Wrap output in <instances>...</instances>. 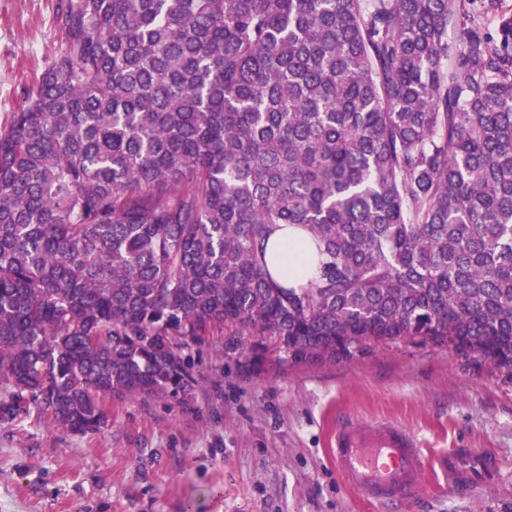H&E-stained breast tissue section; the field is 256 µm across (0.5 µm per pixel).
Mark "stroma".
Wrapping results in <instances>:
<instances>
[{
    "instance_id": "obj_1",
    "label": "stroma",
    "mask_w": 512,
    "mask_h": 512,
    "mask_svg": "<svg viewBox=\"0 0 512 512\" xmlns=\"http://www.w3.org/2000/svg\"><path fill=\"white\" fill-rule=\"evenodd\" d=\"M56 0H0V125L59 47ZM236 328L183 338L177 397H104L94 434L0 419V512H512V378L445 346L373 344L336 363H251ZM391 420L430 453L490 452L494 480L427 475L409 502L346 487L329 456L346 422Z\"/></svg>"
}]
</instances>
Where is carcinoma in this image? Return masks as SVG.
<instances>
[{
	"instance_id": "obj_1",
	"label": "carcinoma",
	"mask_w": 512,
	"mask_h": 512,
	"mask_svg": "<svg viewBox=\"0 0 512 512\" xmlns=\"http://www.w3.org/2000/svg\"><path fill=\"white\" fill-rule=\"evenodd\" d=\"M501 2L56 0L0 128V418L96 433L226 325L280 362L417 339L512 377Z\"/></svg>"
}]
</instances>
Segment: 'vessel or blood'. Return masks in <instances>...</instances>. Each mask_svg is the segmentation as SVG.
Returning a JSON list of instances; mask_svg holds the SVG:
<instances>
[{"label":"vessel or blood","instance_id":"obj_1","mask_svg":"<svg viewBox=\"0 0 512 512\" xmlns=\"http://www.w3.org/2000/svg\"><path fill=\"white\" fill-rule=\"evenodd\" d=\"M332 457L345 484L373 500L408 501L420 490L425 475V457L417 440L391 422L338 428ZM437 465L458 488L490 482L498 470L492 455L467 448L442 455Z\"/></svg>","mask_w":512,"mask_h":512}]
</instances>
